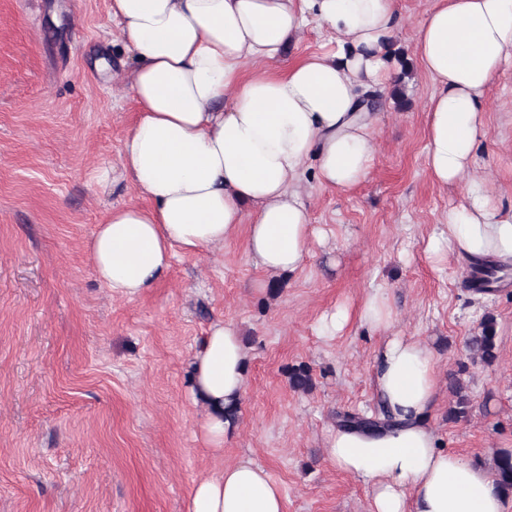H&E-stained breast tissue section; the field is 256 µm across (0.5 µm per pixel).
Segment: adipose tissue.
I'll list each match as a JSON object with an SVG mask.
<instances>
[{"mask_svg":"<svg viewBox=\"0 0 512 512\" xmlns=\"http://www.w3.org/2000/svg\"><path fill=\"white\" fill-rule=\"evenodd\" d=\"M110 16L138 60L127 77L138 117L121 162L146 203L110 209L97 224V280L136 298L176 257L222 249L243 225L257 267L298 270L322 236L311 222L309 182L343 192L371 172L383 114L368 111L363 97L397 79L396 0H111ZM314 23L331 32L329 44L271 71ZM413 41L434 85L426 169L436 184L464 188L428 238L426 257L512 264V212L500 210L476 171L487 90L512 64V0H435ZM248 63L256 69L247 75ZM246 372L237 326L211 323L190 365L207 447L223 449L234 431L224 409L241 400ZM374 383L393 426L340 427L326 448L338 470L368 488L369 512H512L491 468L441 448L429 426L438 368L425 345L387 338ZM189 512H284V495L244 458L196 482Z\"/></svg>","mask_w":512,"mask_h":512,"instance_id":"1","label":"adipose tissue"}]
</instances>
